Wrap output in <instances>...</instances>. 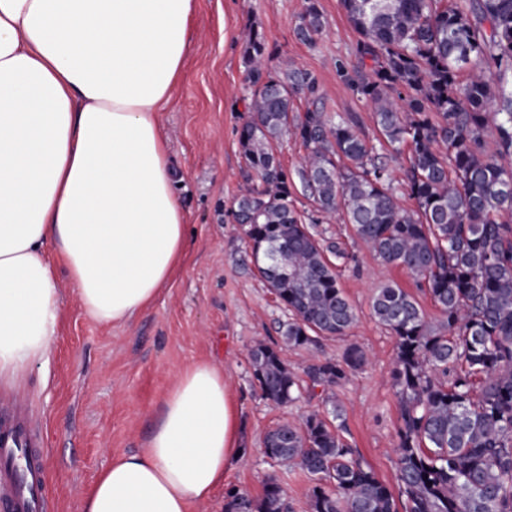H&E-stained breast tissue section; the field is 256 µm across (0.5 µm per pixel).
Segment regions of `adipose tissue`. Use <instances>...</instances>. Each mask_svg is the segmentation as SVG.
<instances>
[{
    "label": "adipose tissue",
    "mask_w": 512,
    "mask_h": 512,
    "mask_svg": "<svg viewBox=\"0 0 512 512\" xmlns=\"http://www.w3.org/2000/svg\"><path fill=\"white\" fill-rule=\"evenodd\" d=\"M197 0H0V388L44 364L64 269L84 314L122 323L186 255L159 114ZM224 371L179 374L137 453L113 458L81 512H192L241 461Z\"/></svg>",
    "instance_id": "1"
}]
</instances>
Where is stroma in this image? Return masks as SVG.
<instances>
[{
	"instance_id": "obj_1",
	"label": "stroma",
	"mask_w": 512,
	"mask_h": 512,
	"mask_svg": "<svg viewBox=\"0 0 512 512\" xmlns=\"http://www.w3.org/2000/svg\"><path fill=\"white\" fill-rule=\"evenodd\" d=\"M317 5L326 26L306 45L295 36L305 0H198L180 83L159 114L186 216L184 266L150 307L112 325L83 315L71 285L59 278L63 319L48 363L33 366L19 392L0 391V406L25 407L43 436L47 512H81L98 474L113 457L144 447L174 380L200 361L224 370L240 410L245 455L194 512H224L228 493L256 498L272 479L287 487L289 512H306L310 479L269 460L262 437L280 421L300 423L310 413L330 411L335 402L355 458L396 487L399 398L391 380L396 341L373 317L371 299L380 285L394 282L418 299L429 318H438V311L411 276L359 244L351 225L323 222L315 227L319 236L338 242L351 256L339 268V282L358 320L346 336L323 338L319 346H285L279 327L288 314L257 271L243 263L245 236L231 213L245 166L236 130L250 94L241 58L242 33L250 24L259 25L274 53L271 67L288 61L316 72L328 109L356 115L367 139L378 135L373 112L336 73L337 60L355 62L360 36L341 0H317ZM259 341L279 348L298 371L316 357L339 359L350 345L365 351L369 361L333 394L305 393L277 408L263 398L252 376L249 350Z\"/></svg>"
}]
</instances>
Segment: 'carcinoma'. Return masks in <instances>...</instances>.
<instances>
[{"label": "carcinoma", "mask_w": 512, "mask_h": 512, "mask_svg": "<svg viewBox=\"0 0 512 512\" xmlns=\"http://www.w3.org/2000/svg\"><path fill=\"white\" fill-rule=\"evenodd\" d=\"M360 34L359 62H336L338 76L371 109L381 140L363 134L353 114L327 110L317 74L295 64L269 68L259 27L249 25L242 60L251 89L237 129L245 177L234 203L250 259L289 313L280 326L291 347L343 337L357 314L339 284L350 256L317 237L294 209L296 187L315 212L352 225L377 258L426 287L440 319L429 321L414 296L386 283L372 297L375 319L396 337L392 380L400 399L397 479L405 512H512V91L486 70H512V0H342ZM326 25L306 0L297 38L312 45ZM469 69L465 82L457 73ZM302 97L304 111L295 106ZM496 112L489 111L493 101ZM291 136L306 151L290 170L275 146ZM408 147L394 181L377 147ZM416 204L404 209L397 195ZM368 362L349 345L341 359L314 361L298 374L279 351L257 343L253 376L276 406L303 383L340 388ZM311 414L263 439L267 455L314 481L308 512H399L397 499L337 433ZM224 512H288L275 480L259 498L231 492Z\"/></svg>", "instance_id": "obj_1"}]
</instances>
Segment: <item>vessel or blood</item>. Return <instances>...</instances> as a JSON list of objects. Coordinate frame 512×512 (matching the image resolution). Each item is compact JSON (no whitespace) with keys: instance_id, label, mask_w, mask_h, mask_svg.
<instances>
[{"instance_id":"obj_1","label":"vessel or blood","mask_w":512,"mask_h":512,"mask_svg":"<svg viewBox=\"0 0 512 512\" xmlns=\"http://www.w3.org/2000/svg\"><path fill=\"white\" fill-rule=\"evenodd\" d=\"M35 439L26 429L7 425L0 429V512H43L40 464L18 467L16 460L31 450Z\"/></svg>"}]
</instances>
